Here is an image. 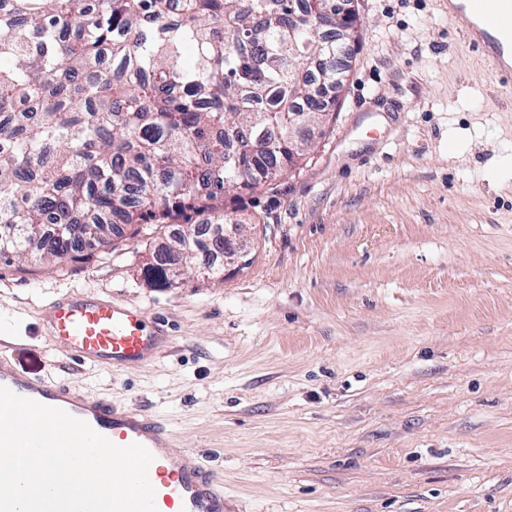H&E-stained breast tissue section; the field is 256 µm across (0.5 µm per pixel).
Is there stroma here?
<instances>
[{
	"label": "stroma",
	"mask_w": 512,
	"mask_h": 512,
	"mask_svg": "<svg viewBox=\"0 0 512 512\" xmlns=\"http://www.w3.org/2000/svg\"><path fill=\"white\" fill-rule=\"evenodd\" d=\"M339 107L307 158L224 208L251 262L142 277L156 234L59 264L0 258L21 374L55 295L91 290L175 338L76 386L168 420L243 512H512V94L448 0H357Z\"/></svg>",
	"instance_id": "1"
}]
</instances>
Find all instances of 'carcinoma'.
I'll return each instance as SVG.
<instances>
[{"label": "carcinoma", "mask_w": 512, "mask_h": 512, "mask_svg": "<svg viewBox=\"0 0 512 512\" xmlns=\"http://www.w3.org/2000/svg\"><path fill=\"white\" fill-rule=\"evenodd\" d=\"M310 0H0V257L75 261L127 231L189 220L143 269L170 286L201 239L224 249V195L252 191L301 159L290 105L334 112L301 76L327 15L288 33ZM255 123L273 151L237 155Z\"/></svg>", "instance_id": "cac0c4a2"}]
</instances>
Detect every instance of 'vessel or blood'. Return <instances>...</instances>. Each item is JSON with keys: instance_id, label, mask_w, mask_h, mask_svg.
<instances>
[{"instance_id": "1", "label": "vessel or blood", "mask_w": 512, "mask_h": 512, "mask_svg": "<svg viewBox=\"0 0 512 512\" xmlns=\"http://www.w3.org/2000/svg\"><path fill=\"white\" fill-rule=\"evenodd\" d=\"M450 18L460 20L474 47L481 49L493 79L512 90V0H448ZM63 357L112 372L156 360L169 340L144 312L129 303L75 291L53 298L37 328ZM0 341V386L39 403L58 407L87 422L119 446L138 443L153 456L148 478L157 512H226L224 482L210 474L200 452L174 451L169 424L139 405L115 406L66 379L21 375Z\"/></svg>"}]
</instances>
